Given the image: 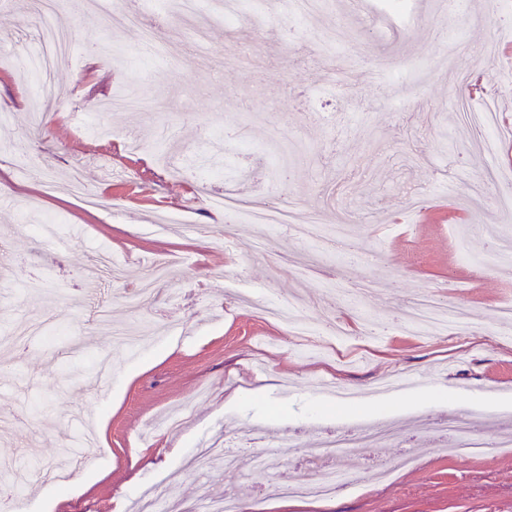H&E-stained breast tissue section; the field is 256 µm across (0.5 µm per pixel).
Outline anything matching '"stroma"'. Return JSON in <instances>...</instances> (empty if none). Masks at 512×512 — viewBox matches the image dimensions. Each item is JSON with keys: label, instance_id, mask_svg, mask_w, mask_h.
<instances>
[{"label": "stroma", "instance_id": "35a3bbf8", "mask_svg": "<svg viewBox=\"0 0 512 512\" xmlns=\"http://www.w3.org/2000/svg\"><path fill=\"white\" fill-rule=\"evenodd\" d=\"M346 2L326 0L295 21L265 0L259 33L201 0L198 49L176 17L145 42L157 0H136L137 25L108 23L112 4L87 0L82 14L56 15L72 53L43 84L24 69L40 34L32 0H0V146L9 148L0 153V337L43 325L0 353V419L12 423L0 431V461L34 459L20 496L28 512L66 494V482L43 480L63 463L89 489L59 512H129L147 492L187 510L202 481L197 448L243 425L296 430L301 443L280 448L271 472L213 469V490L239 494V512H263L269 482L319 476L311 450L327 431L364 425L393 430L396 443L337 455L347 485L319 512H512V447L496 444L512 425V327L496 321L512 303V263L478 274L467 262L487 255L482 226L512 237L499 203L512 190V138L496 155L480 152L481 133L457 107L495 96L512 126V41L498 26L512 0H472L462 12L407 0L397 14L363 0L352 24L338 11ZM329 29L342 31L345 52L320 40ZM447 52L449 69L436 63ZM124 89L151 111L99 114ZM241 148L253 169L235 164ZM75 174L109 208L78 198ZM202 178L231 200L276 191L330 224L355 214L349 260L282 228L226 223ZM48 214L55 234H33ZM110 253L123 279L101 265ZM155 261L171 275L157 300L130 313L127 294ZM425 292L464 305L471 329L398 331ZM288 302L318 332L341 327V346L357 356L339 361L314 337L286 335L269 312ZM419 374L444 387L443 406L426 403L432 387L374 392L382 378ZM344 388L369 393L368 406L343 407ZM233 390L244 398L225 406ZM177 404L191 412L182 430L141 442L145 424ZM452 409L485 437L484 454L439 447L433 426ZM405 445L414 463L373 480V462Z\"/></svg>", "mask_w": 512, "mask_h": 512}]
</instances>
